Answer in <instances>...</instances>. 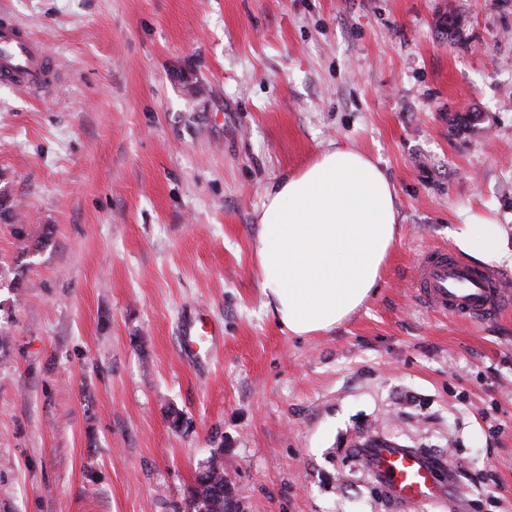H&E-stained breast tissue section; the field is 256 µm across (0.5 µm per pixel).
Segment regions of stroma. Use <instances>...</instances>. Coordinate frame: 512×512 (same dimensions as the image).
<instances>
[{"instance_id": "stroma-1", "label": "stroma", "mask_w": 512, "mask_h": 512, "mask_svg": "<svg viewBox=\"0 0 512 512\" xmlns=\"http://www.w3.org/2000/svg\"><path fill=\"white\" fill-rule=\"evenodd\" d=\"M455 12V38L438 20ZM44 43L0 84V512H184L211 453L242 512H388L363 436L487 474L423 512H512V311L423 307L420 255L477 214L512 254V0H0ZM479 112L481 129L448 118ZM379 160L393 256L336 329L292 336L252 243L267 184ZM23 226L24 238L15 235ZM202 312L224 344L178 338ZM223 339L224 336L217 325L199 317L183 328L180 351L188 361L203 364L210 359Z\"/></svg>"}]
</instances>
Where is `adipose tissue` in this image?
<instances>
[{
	"label": "adipose tissue",
	"instance_id": "obj_1",
	"mask_svg": "<svg viewBox=\"0 0 512 512\" xmlns=\"http://www.w3.org/2000/svg\"><path fill=\"white\" fill-rule=\"evenodd\" d=\"M256 222L266 307L290 335L326 333L373 295L396 240V193L372 157L335 145L270 182ZM459 238L479 262L507 259L486 220L471 217Z\"/></svg>",
	"mask_w": 512,
	"mask_h": 512
}]
</instances>
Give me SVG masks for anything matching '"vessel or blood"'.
Instances as JSON below:
<instances>
[{
  "mask_svg": "<svg viewBox=\"0 0 512 512\" xmlns=\"http://www.w3.org/2000/svg\"><path fill=\"white\" fill-rule=\"evenodd\" d=\"M52 76L51 56L9 18L0 19V82L36 90ZM419 301L427 308L464 320H488L512 308V290L496 274L478 270L446 250L422 254L414 278ZM223 339L219 327L204 319L186 325L180 351L195 364L208 361ZM388 498L401 507H417L439 494L424 459L400 449L383 450L377 460Z\"/></svg>",
  "mask_w": 512,
  "mask_h": 512,
  "instance_id": "b4317fda",
  "label": "vessel or blood"
}]
</instances>
